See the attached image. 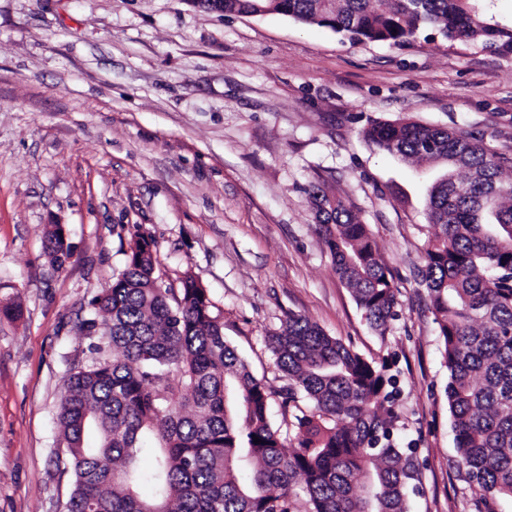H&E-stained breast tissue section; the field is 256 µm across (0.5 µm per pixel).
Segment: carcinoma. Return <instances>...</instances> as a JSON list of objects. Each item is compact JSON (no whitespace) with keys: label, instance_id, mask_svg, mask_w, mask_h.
I'll list each match as a JSON object with an SVG mask.
<instances>
[{"label":"carcinoma","instance_id":"1","mask_svg":"<svg viewBox=\"0 0 512 512\" xmlns=\"http://www.w3.org/2000/svg\"><path fill=\"white\" fill-rule=\"evenodd\" d=\"M224 12L278 13L354 41L405 43L420 29L512 48V31L483 22L470 0H222ZM364 136L404 159L447 166L429 197L421 284L439 327L457 465L484 502L512 500V158L474 138L415 122L375 121ZM336 274L369 325L395 317L394 275L346 201L311 185ZM45 253L70 249L58 228ZM152 239L136 235L124 268L93 300L99 359L64 383L57 420L73 490L67 512H409L413 449L393 439L395 378L291 314L268 347L289 385L312 405L293 414L291 447L269 416L270 390L224 338L206 290L156 275ZM157 443L141 464L142 440ZM260 443H254V438Z\"/></svg>","mask_w":512,"mask_h":512}]
</instances>
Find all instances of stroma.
<instances>
[{
	"label": "stroma",
	"instance_id": "obj_1",
	"mask_svg": "<svg viewBox=\"0 0 512 512\" xmlns=\"http://www.w3.org/2000/svg\"><path fill=\"white\" fill-rule=\"evenodd\" d=\"M410 119L512 156V50L447 40L350 42L267 13L195 0H0V512H66L57 407L95 362L90 301L150 237L164 283L193 275L224 337L272 390L266 340L303 315L399 382L394 436L419 470L410 512H485L457 466L448 369L426 288L440 169L371 146L373 121ZM367 224L394 273L385 334L339 280L308 188ZM71 257L53 268L48 225Z\"/></svg>",
	"mask_w": 512,
	"mask_h": 512
}]
</instances>
